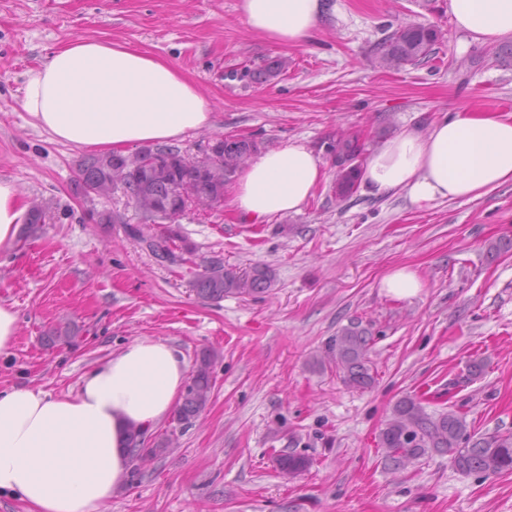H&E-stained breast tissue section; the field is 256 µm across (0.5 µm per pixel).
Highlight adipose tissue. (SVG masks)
Masks as SVG:
<instances>
[{"label":"adipose tissue","mask_w":512,"mask_h":512,"mask_svg":"<svg viewBox=\"0 0 512 512\" xmlns=\"http://www.w3.org/2000/svg\"><path fill=\"white\" fill-rule=\"evenodd\" d=\"M255 35L295 47L324 22V0H240ZM456 28L493 45L512 36V0H448ZM21 109L54 140L121 153L211 128L209 98L169 61L112 40L76 38L23 74ZM324 175L310 147L266 150L240 171L232 204L256 224L302 210ZM359 182L370 193L411 204L477 199L512 182V113L459 111L430 126H408L370 155ZM27 210L17 185L0 179V249L11 250ZM188 364L171 345L129 342L87 372L76 393L0 389V494L28 512H100L131 465L127 435L173 410Z\"/></svg>","instance_id":"ef3b65f1"}]
</instances>
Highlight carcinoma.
Wrapping results in <instances>:
<instances>
[{
    "label": "carcinoma",
    "mask_w": 512,
    "mask_h": 512,
    "mask_svg": "<svg viewBox=\"0 0 512 512\" xmlns=\"http://www.w3.org/2000/svg\"><path fill=\"white\" fill-rule=\"evenodd\" d=\"M440 38L434 25H401L373 45L371 57L382 68L398 70L429 58ZM321 145L332 159L338 155L350 159L348 164L334 161L332 167L336 197H351L358 188L366 142L354 133L338 131ZM259 150L260 143L254 138L226 135L217 141L216 157L203 160L188 157L172 146L141 147L129 155H91L79 164L76 192L86 197L111 198L119 192L130 197L141 223L126 225L127 235L147 244L154 258L165 254L168 266L189 277L198 298L218 302L228 295L265 293L275 283L270 267L226 268L220 261L200 260L195 245L177 226L178 217L191 207L202 211L220 207L224 188ZM372 341L371 328L359 321L350 322L332 340L329 350L346 386L365 390L374 383L369 357ZM215 359L211 351L197 358L182 402L174 412L179 423L189 424L205 410L213 387ZM378 439L385 464L395 469H405L433 454H446L455 469L465 474H512V433L477 435L469 430L462 415L453 410L430 413L421 399L411 395L396 401ZM128 445L134 455L144 458L156 455L167 442L150 447L144 433L133 430ZM275 463L279 473L289 478L311 466L307 456L296 452L278 454Z\"/></svg>",
    "instance_id": "obj_1"
}]
</instances>
